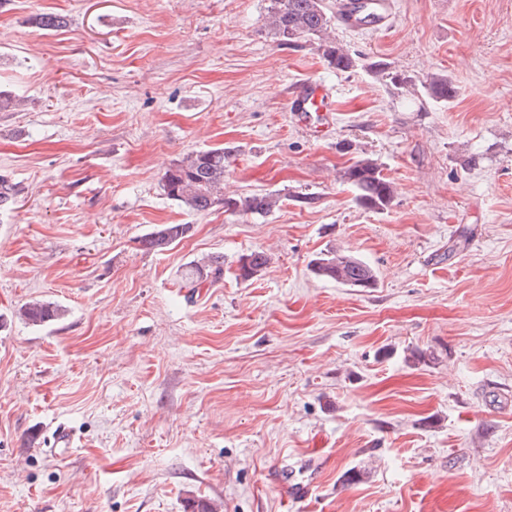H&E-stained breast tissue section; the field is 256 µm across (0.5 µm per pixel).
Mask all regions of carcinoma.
<instances>
[{
    "mask_svg": "<svg viewBox=\"0 0 512 512\" xmlns=\"http://www.w3.org/2000/svg\"><path fill=\"white\" fill-rule=\"evenodd\" d=\"M331 17L325 0H270L266 14V28L283 45L301 38L315 36L321 40L322 55L329 67L346 72L353 68L355 59L348 50L332 39L328 33ZM432 97L448 100L456 89L446 77H433L428 83ZM228 152L224 147L192 151L166 169L161 180L164 195L191 211L205 213L216 205L240 215L266 216L279 206L280 197L249 195L227 197L224 195V161ZM343 179L358 191V203L371 210L386 209L394 196L392 183L383 176L380 166L370 158L356 161L342 174ZM190 230L188 224H166L144 235L142 247L163 250L184 238ZM268 264V257L252 252L239 259V277L251 279ZM315 272L337 283L371 288L376 276L362 261L349 255L329 251L315 259ZM221 271L217 258L194 265L188 270V279L198 285ZM61 315L59 306L49 302L32 301L20 312L21 318L32 325L41 326L55 321Z\"/></svg>",
    "mask_w": 512,
    "mask_h": 512,
    "instance_id": "cac0c4a2",
    "label": "carcinoma"
}]
</instances>
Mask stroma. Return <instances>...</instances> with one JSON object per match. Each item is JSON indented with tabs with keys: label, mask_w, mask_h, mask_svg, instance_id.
Masks as SVG:
<instances>
[{
	"label": "stroma",
	"mask_w": 512,
	"mask_h": 512,
	"mask_svg": "<svg viewBox=\"0 0 512 512\" xmlns=\"http://www.w3.org/2000/svg\"><path fill=\"white\" fill-rule=\"evenodd\" d=\"M269 3L0 0V512H512V0L333 24L348 72L279 45ZM305 80L333 94L323 126L288 108ZM216 146L226 195L280 207L169 200L164 171ZM363 158L386 210L342 177ZM163 224L191 230L145 250ZM328 250L375 286L316 275ZM35 300L61 317L18 319ZM59 423L79 447H48ZM358 191V203L371 210L386 209L394 196L392 183L383 176L380 166L370 158L356 161L342 174ZM238 276L244 280L251 279L260 273L268 264V257L261 252H251L239 259Z\"/></svg>",
	"instance_id": "35a3bbf8"
}]
</instances>
